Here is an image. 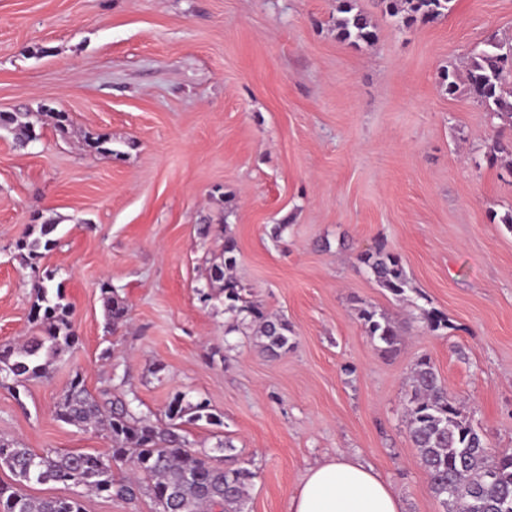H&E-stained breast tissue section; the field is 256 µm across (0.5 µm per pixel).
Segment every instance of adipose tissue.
<instances>
[{
	"label": "adipose tissue",
	"instance_id": "adipose-tissue-1",
	"mask_svg": "<svg viewBox=\"0 0 512 512\" xmlns=\"http://www.w3.org/2000/svg\"><path fill=\"white\" fill-rule=\"evenodd\" d=\"M290 512H401L389 484L359 461L339 457L311 466L290 498Z\"/></svg>",
	"mask_w": 512,
	"mask_h": 512
}]
</instances>
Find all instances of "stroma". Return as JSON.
Returning <instances> with one entry per match:
<instances>
[{"label":"stroma","mask_w":512,"mask_h":512,"mask_svg":"<svg viewBox=\"0 0 512 512\" xmlns=\"http://www.w3.org/2000/svg\"><path fill=\"white\" fill-rule=\"evenodd\" d=\"M337 4L0 0V114L50 112L31 130L0 123V345L41 335L38 270L78 338L48 377L0 384V438L105 451L106 431L59 420L55 405L74 376L95 394L117 374L155 421L174 395L208 399L213 421L181 433L206 451L232 441L217 462L256 471L247 512H289L307 469L341 455L371 466L402 512H443L406 427L426 355L490 448L512 452V229L501 222L512 173L487 158L512 126L439 84L487 40L512 43V0H452L408 28L379 0H355L377 34L357 47L336 36ZM97 136L109 153L87 147ZM42 224L55 243L31 264L16 242ZM228 234L236 278L291 326L286 354L225 335L223 300L199 299ZM380 242L402 260L410 303L361 267ZM105 282L130 308L113 332ZM363 306L398 323L396 355L366 335ZM423 308L448 329L429 331ZM21 491L78 495L85 512H155L147 496Z\"/></svg>","instance_id":"stroma-1"}]
</instances>
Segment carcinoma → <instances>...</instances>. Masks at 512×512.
<instances>
[{
	"label": "carcinoma",
	"mask_w": 512,
	"mask_h": 512,
	"mask_svg": "<svg viewBox=\"0 0 512 512\" xmlns=\"http://www.w3.org/2000/svg\"><path fill=\"white\" fill-rule=\"evenodd\" d=\"M452 0H379L383 11L396 23L410 27L429 22L451 10ZM336 21L337 37L353 45L375 40L369 17L357 10L352 0H340ZM512 44L490 42L470 57L465 82L476 103L491 115L512 123ZM56 230L54 224L40 225L39 236L22 237L17 246L31 260L48 249ZM363 270L380 287L403 298L409 280L400 257L379 244L359 257ZM237 263V245L224 237L222 260L209 267L200 299L224 295V312L229 314L225 335L253 337L270 356L287 353L292 347L288 320L269 313L230 271ZM53 276L36 277L37 303L34 315L45 335L34 336L19 346H0V375L19 384L44 378L52 363L74 343L70 305L63 296L50 293ZM101 300L107 324L113 330L128 317V305L108 282L102 284ZM432 332L448 328V318L434 310H421ZM366 335L378 350L392 356L398 351L399 328L386 315L371 307L358 310ZM137 397L126 391L114 395L108 389L91 394L80 376H75L55 406L59 420L80 428H102L112 447L104 453H36L0 440V467L8 468L19 482H70L88 492L132 501L145 494L157 512H244L247 489L257 473L240 466L213 464L208 452L196 449L179 433L181 421L211 419L209 402L196 403L175 396L168 404V423L159 425L135 406ZM407 429L417 448L419 462L427 475L430 492L445 512H512V453H496L473 427L463 410L448 397L430 359L414 365L407 393ZM126 468L116 476L114 469ZM0 512H84L78 498L33 499L13 485L0 484Z\"/></svg>",
	"instance_id": "obj_1"
}]
</instances>
